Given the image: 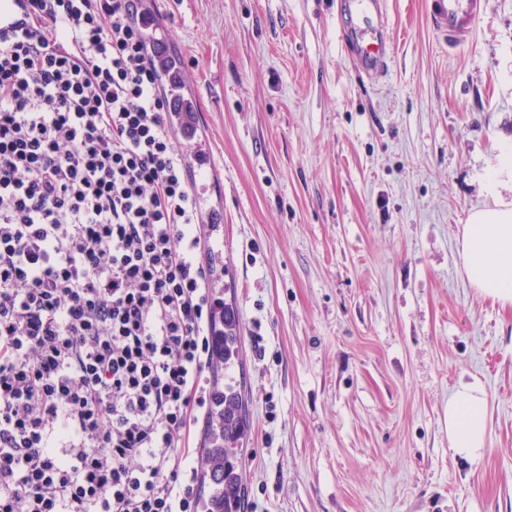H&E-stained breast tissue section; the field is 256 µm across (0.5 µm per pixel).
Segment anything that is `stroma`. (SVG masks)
<instances>
[{"instance_id": "obj_1", "label": "stroma", "mask_w": 512, "mask_h": 512, "mask_svg": "<svg viewBox=\"0 0 512 512\" xmlns=\"http://www.w3.org/2000/svg\"><path fill=\"white\" fill-rule=\"evenodd\" d=\"M429 4L354 14L393 46L368 76L344 0H157L224 204L256 512H512V306L458 264L512 137V0H483L454 46ZM475 381L472 463L448 398ZM487 393L479 382L457 389L448 398V441L456 456L480 460L487 446Z\"/></svg>"}]
</instances>
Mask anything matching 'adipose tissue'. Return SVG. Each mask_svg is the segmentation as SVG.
Masks as SVG:
<instances>
[{"mask_svg":"<svg viewBox=\"0 0 512 512\" xmlns=\"http://www.w3.org/2000/svg\"><path fill=\"white\" fill-rule=\"evenodd\" d=\"M512 140L501 144L486 174L491 204L472 210L459 239L461 268L473 288L502 305L512 306ZM487 393L477 382L448 399V441L456 456L475 462L486 452Z\"/></svg>","mask_w":512,"mask_h":512,"instance_id":"1","label":"adipose tissue"}]
</instances>
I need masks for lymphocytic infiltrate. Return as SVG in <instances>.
Masks as SVG:
<instances>
[{
	"label": "lymphocytic infiltrate",
	"instance_id": "obj_1",
	"mask_svg": "<svg viewBox=\"0 0 512 512\" xmlns=\"http://www.w3.org/2000/svg\"><path fill=\"white\" fill-rule=\"evenodd\" d=\"M137 3L0 29V512H202L224 268Z\"/></svg>",
	"mask_w": 512,
	"mask_h": 512
}]
</instances>
